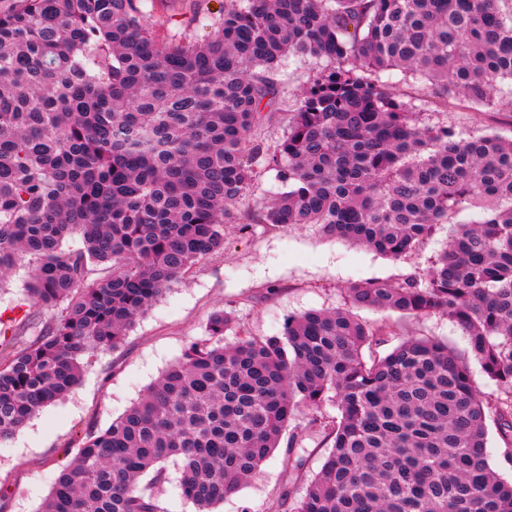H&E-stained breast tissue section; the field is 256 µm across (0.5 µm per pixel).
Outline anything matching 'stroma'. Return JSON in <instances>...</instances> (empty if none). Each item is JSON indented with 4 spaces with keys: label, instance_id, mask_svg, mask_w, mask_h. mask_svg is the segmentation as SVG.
<instances>
[{
    "label": "stroma",
    "instance_id": "obj_1",
    "mask_svg": "<svg viewBox=\"0 0 512 512\" xmlns=\"http://www.w3.org/2000/svg\"><path fill=\"white\" fill-rule=\"evenodd\" d=\"M321 61L291 59V95L277 100V113L265 129L269 143L282 135L281 114L297 105L301 88ZM427 124L454 127L462 136L486 132L512 138V112L432 111L427 97L414 102ZM450 226H436L417 248L391 259L348 241L324 236L318 227L283 229L271 224L224 227V250L196 265L193 273L173 284L136 321L118 348L93 357L80 384L64 399L36 415L10 440L0 444V512H38L56 473L78 452L84 433L106 428L139 401L148 387L193 343L206 336L215 311H231L235 320L226 341L238 336L280 334L288 317L309 309H345L346 289L354 283H395L426 271L444 248ZM359 319L385 325L376 353L385 354L408 336L447 343L469 361L473 388L496 398L500 389L472 357L468 337L447 317H402L374 309H358ZM307 457L300 473L288 468V447ZM330 444L298 415L286 427L280 445L248 483L225 498L216 512H292L309 480L319 472Z\"/></svg>",
    "mask_w": 512,
    "mask_h": 512
}]
</instances>
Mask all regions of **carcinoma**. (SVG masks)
I'll list each match as a JSON object with an SVG mask.
<instances>
[{
  "mask_svg": "<svg viewBox=\"0 0 512 512\" xmlns=\"http://www.w3.org/2000/svg\"><path fill=\"white\" fill-rule=\"evenodd\" d=\"M146 3L0 10V284L27 269L22 316L0 314V443L224 250V225L268 171L288 191L251 220L314 224L394 259L458 211H481L421 276L346 293L357 308L456 322L501 396H480L467 362L434 339L364 355L381 328L348 311L308 310L279 335L226 343L234 318L218 310L142 399L85 433L39 512H163L140 481L160 487L170 458L182 496L213 512L302 408L332 449L293 512H512V482L486 454L492 416L512 447V140L427 125L381 77L426 82L441 109L512 112V87L494 88L512 81V0H197L176 31ZM292 56L327 65L272 145L261 128L289 91ZM74 236L81 246H64Z\"/></svg>",
  "mask_w": 512,
  "mask_h": 512,
  "instance_id": "1",
  "label": "carcinoma"
}]
</instances>
